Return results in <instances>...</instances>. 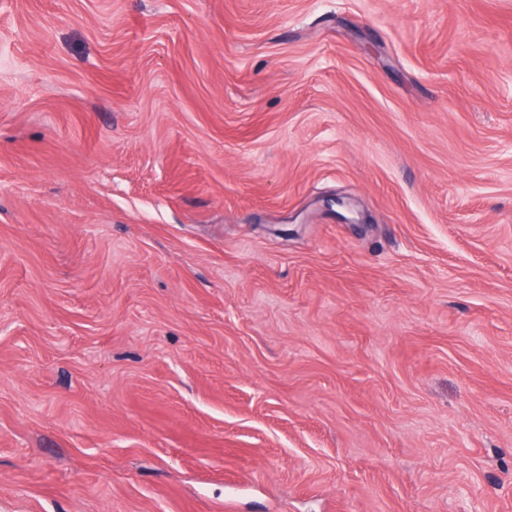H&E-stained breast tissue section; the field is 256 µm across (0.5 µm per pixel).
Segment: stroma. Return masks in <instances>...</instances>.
Returning <instances> with one entry per match:
<instances>
[{"mask_svg":"<svg viewBox=\"0 0 512 512\" xmlns=\"http://www.w3.org/2000/svg\"><path fill=\"white\" fill-rule=\"evenodd\" d=\"M0 512H512V0H0Z\"/></svg>","mask_w":512,"mask_h":512,"instance_id":"stroma-1","label":"stroma"}]
</instances>
